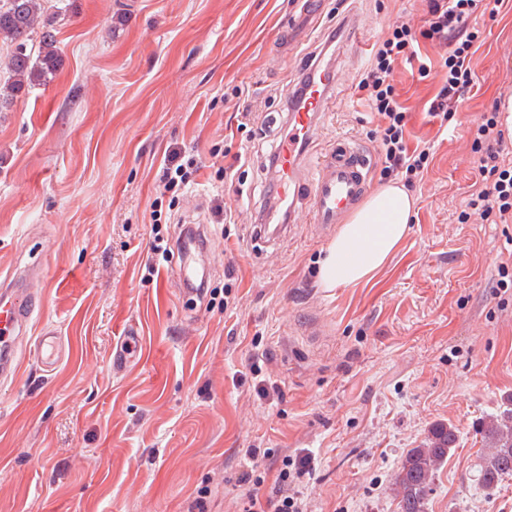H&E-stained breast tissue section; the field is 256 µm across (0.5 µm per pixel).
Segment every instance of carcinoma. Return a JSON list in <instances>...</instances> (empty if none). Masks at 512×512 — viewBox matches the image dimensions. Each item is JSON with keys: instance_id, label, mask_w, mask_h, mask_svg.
Here are the masks:
<instances>
[{"instance_id": "obj_1", "label": "carcinoma", "mask_w": 512, "mask_h": 512, "mask_svg": "<svg viewBox=\"0 0 512 512\" xmlns=\"http://www.w3.org/2000/svg\"><path fill=\"white\" fill-rule=\"evenodd\" d=\"M42 0H0V40L14 50L5 64L7 80L0 89V109L13 102L28 86L39 84L55 73L59 64L54 18H41ZM37 43V51L29 45ZM490 440L479 480L494 490L504 477L512 475V408L490 418L484 425ZM457 442L456 429L447 424L432 427L424 447L412 448L402 460L394 484L401 512H426L434 473Z\"/></svg>"}]
</instances>
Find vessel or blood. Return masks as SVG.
<instances>
[{"label": "vessel or blood", "mask_w": 512, "mask_h": 512, "mask_svg": "<svg viewBox=\"0 0 512 512\" xmlns=\"http://www.w3.org/2000/svg\"><path fill=\"white\" fill-rule=\"evenodd\" d=\"M338 80L339 72L334 69L309 84L305 107L288 115L290 138L281 147V178L288 187L289 205L304 202L312 223L324 229L341 223L367 192L373 165L371 153L350 137L338 139L332 150L320 157H311L307 150ZM26 278V273L17 272L0 285V377L4 379L19 370L12 338L29 326L42 307L41 297L25 288ZM60 359L58 338L42 336L38 362L48 368Z\"/></svg>", "instance_id": "obj_1"}]
</instances>
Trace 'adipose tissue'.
Returning a JSON list of instances; mask_svg holds the SVG:
<instances>
[{
  "instance_id": "ef3b65f1",
  "label": "adipose tissue",
  "mask_w": 512,
  "mask_h": 512,
  "mask_svg": "<svg viewBox=\"0 0 512 512\" xmlns=\"http://www.w3.org/2000/svg\"><path fill=\"white\" fill-rule=\"evenodd\" d=\"M414 200L396 183L379 187L341 225L320 268L323 287L369 282L410 230Z\"/></svg>"
}]
</instances>
